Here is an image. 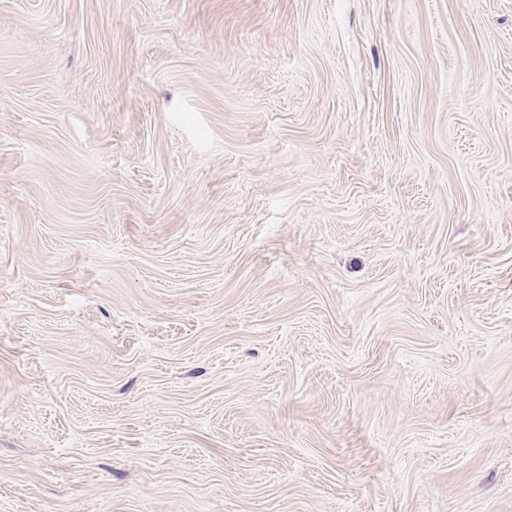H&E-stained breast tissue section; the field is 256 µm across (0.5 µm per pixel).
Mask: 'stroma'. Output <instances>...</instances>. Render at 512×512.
Masks as SVG:
<instances>
[{"mask_svg":"<svg viewBox=\"0 0 512 512\" xmlns=\"http://www.w3.org/2000/svg\"><path fill=\"white\" fill-rule=\"evenodd\" d=\"M0 512H512V0H0Z\"/></svg>","mask_w":512,"mask_h":512,"instance_id":"obj_1","label":"stroma"}]
</instances>
